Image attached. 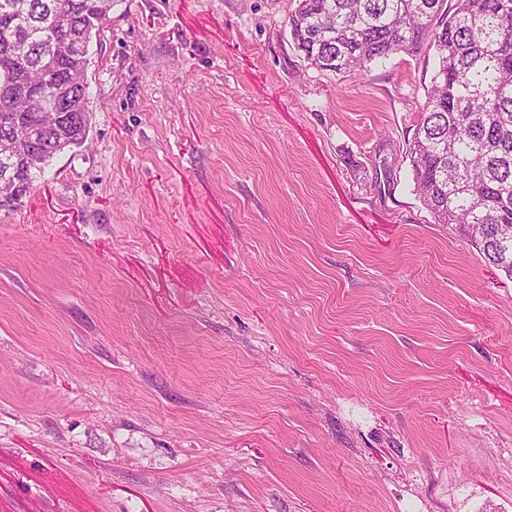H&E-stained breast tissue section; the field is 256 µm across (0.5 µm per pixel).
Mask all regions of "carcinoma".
Listing matches in <instances>:
<instances>
[{
    "label": "carcinoma",
    "instance_id": "carcinoma-1",
    "mask_svg": "<svg viewBox=\"0 0 512 512\" xmlns=\"http://www.w3.org/2000/svg\"><path fill=\"white\" fill-rule=\"evenodd\" d=\"M17 2L0 0V114H15L21 144L37 138L43 166L18 152L0 210L22 202L60 145L86 142L88 58L74 41L101 36L112 11V0H26L22 21ZM289 28L310 65L336 74L433 50L405 151L414 191L435 223L512 279V231L499 230L512 225V0H298Z\"/></svg>",
    "mask_w": 512,
    "mask_h": 512
}]
</instances>
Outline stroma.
I'll use <instances>...</instances> for the list:
<instances>
[{"instance_id":"1","label":"stroma","mask_w":512,"mask_h":512,"mask_svg":"<svg viewBox=\"0 0 512 512\" xmlns=\"http://www.w3.org/2000/svg\"><path fill=\"white\" fill-rule=\"evenodd\" d=\"M296 6L116 0L0 211V512H512V279L412 191L427 56L319 70Z\"/></svg>"}]
</instances>
